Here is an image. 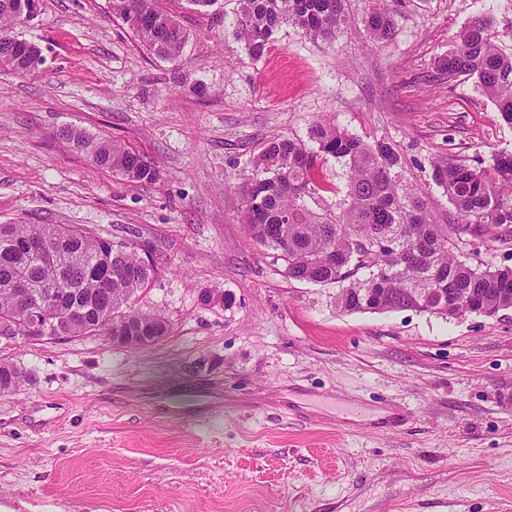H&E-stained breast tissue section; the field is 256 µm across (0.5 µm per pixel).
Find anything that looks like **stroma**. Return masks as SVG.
Instances as JSON below:
<instances>
[{
	"instance_id": "stroma-1",
	"label": "stroma",
	"mask_w": 512,
	"mask_h": 512,
	"mask_svg": "<svg viewBox=\"0 0 512 512\" xmlns=\"http://www.w3.org/2000/svg\"><path fill=\"white\" fill-rule=\"evenodd\" d=\"M14 26L43 62L0 69V224H76L145 246L139 306L171 333L131 350L100 336L0 337L29 383L0 393V512H512V308L496 315L347 313L335 284L289 278L242 223L268 142L332 117L391 142L438 223L452 153H512V127L437 61L475 16L512 51V0H384L391 39L283 26L261 59L234 39L236 0L172 7L189 32L156 59L109 0H40ZM71 126L159 167L134 184L60 137ZM512 266V237L462 242ZM211 301H204V294ZM231 304H224V295ZM385 419H375V412Z\"/></svg>"
}]
</instances>
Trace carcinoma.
<instances>
[{"label":"carcinoma","instance_id":"carcinoma-1","mask_svg":"<svg viewBox=\"0 0 512 512\" xmlns=\"http://www.w3.org/2000/svg\"><path fill=\"white\" fill-rule=\"evenodd\" d=\"M112 14L157 58L176 61L187 29L163 0H111ZM23 0H0V67L31 69L5 37L19 21ZM347 0H237L233 33L253 59H259L276 31L293 25L314 40H331L348 25ZM375 41L390 38L393 21L383 8L364 18ZM437 70L454 80L476 79L512 126V52L497 43L490 23L470 21ZM72 146L130 182L150 183L156 166L121 144L94 138L72 127L62 129ZM313 151L294 139L267 143L245 182L242 222L257 245L279 253L288 277L317 284H339L336 305L347 312L383 307L427 308L449 292L474 295L479 307L512 308V267L481 268L455 254L458 237L486 227L512 233V154L487 166L448 154L434 161V180L448 195L457 222L437 223L424 195L403 184L400 156L384 140L365 141L336 125L318 122L310 132ZM344 162L346 182L338 212L317 213L306 198L325 190L317 159ZM25 277L37 294L20 304L15 284ZM155 280L139 245L112 247L108 239L71 224H0V330L24 335L30 307L51 319L47 338L87 336L88 322L116 329L130 322L139 337H165L170 323L137 307L140 293ZM90 307L85 319L68 320L74 302ZM25 374L0 363V393L16 390Z\"/></svg>","mask_w":512,"mask_h":512}]
</instances>
